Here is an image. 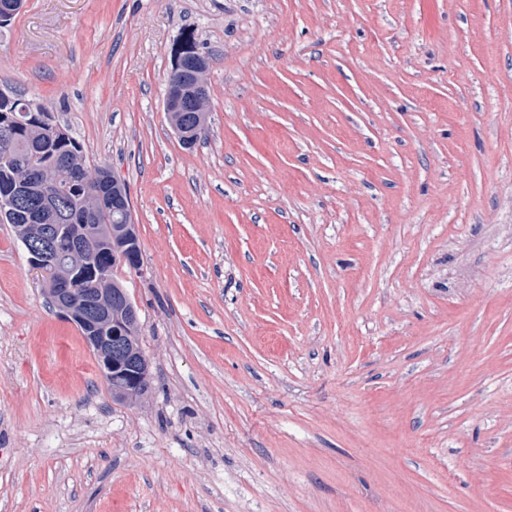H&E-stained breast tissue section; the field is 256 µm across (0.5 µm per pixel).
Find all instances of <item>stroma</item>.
I'll return each mask as SVG.
<instances>
[{
    "instance_id": "35a3bbf8",
    "label": "stroma",
    "mask_w": 512,
    "mask_h": 512,
    "mask_svg": "<svg viewBox=\"0 0 512 512\" xmlns=\"http://www.w3.org/2000/svg\"><path fill=\"white\" fill-rule=\"evenodd\" d=\"M0 89L127 184L151 375L0 223V512H512V0H27ZM188 54L184 53V48L178 43L174 50V59L171 70L185 71L188 74V93L201 110L202 105L207 98L206 72L209 69V60L206 56L196 55L191 58L187 67ZM167 96L165 95V112L171 127L177 128L182 136L179 142L185 148H192L197 144L202 134L205 133L207 112H196L197 109L191 101H186L179 112H171L167 109Z\"/></svg>"
}]
</instances>
